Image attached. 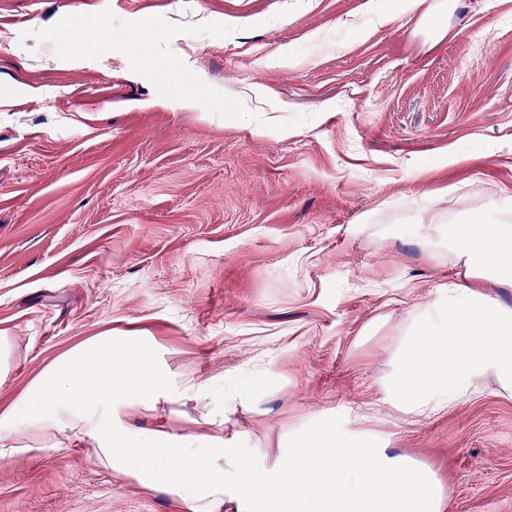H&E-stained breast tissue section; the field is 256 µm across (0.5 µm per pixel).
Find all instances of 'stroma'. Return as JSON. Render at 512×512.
Here are the masks:
<instances>
[{
	"label": "stroma",
	"mask_w": 512,
	"mask_h": 512,
	"mask_svg": "<svg viewBox=\"0 0 512 512\" xmlns=\"http://www.w3.org/2000/svg\"><path fill=\"white\" fill-rule=\"evenodd\" d=\"M0 0V408L106 332L150 343L172 396L132 430L268 463L314 415L430 468L447 512H512V400L378 404L394 337L452 274L412 202L512 194V0ZM236 385L233 402L197 399ZM0 512H187L87 441L0 457Z\"/></svg>",
	"instance_id": "obj_1"
}]
</instances>
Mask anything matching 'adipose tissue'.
I'll list each match as a JSON object with an SVG mask.
<instances>
[{"label":"adipose tissue","mask_w":512,"mask_h":512,"mask_svg":"<svg viewBox=\"0 0 512 512\" xmlns=\"http://www.w3.org/2000/svg\"><path fill=\"white\" fill-rule=\"evenodd\" d=\"M412 235L431 254L447 255L458 278L400 332L381 402L403 418H429L479 394L488 380L512 399V306L497 294L512 288V196L456 222L419 206ZM170 392L148 346L95 337L57 357L0 409V457L27 451L29 436L51 448L85 440L105 468L165 486L189 512H215L228 497L249 512H445L434 475L393 453L359 410L316 416L291 434L286 464L271 466L239 448L118 426L116 405L146 407ZM171 455L181 458L179 470L161 468Z\"/></svg>","instance_id":"1"}]
</instances>
